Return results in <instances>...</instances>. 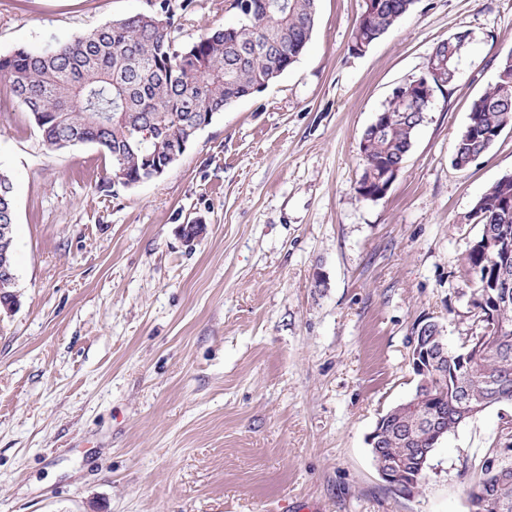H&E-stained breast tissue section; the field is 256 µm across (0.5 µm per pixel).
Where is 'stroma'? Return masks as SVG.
<instances>
[{
	"mask_svg": "<svg viewBox=\"0 0 512 512\" xmlns=\"http://www.w3.org/2000/svg\"><path fill=\"white\" fill-rule=\"evenodd\" d=\"M149 0H0V55L43 50ZM364 0H319L304 52L201 130L161 177L114 182L93 144L47 149L0 83L19 299L0 312V512H469L473 466L512 403L435 448L419 490L367 438L416 386L411 331L464 351L461 259L512 129L466 169L456 135L512 53V0H419L362 53ZM236 16L195 0L183 43ZM465 31L403 169L359 199V142L393 90ZM203 225L186 242L182 229Z\"/></svg>",
	"mask_w": 512,
	"mask_h": 512,
	"instance_id": "35a3bbf8",
	"label": "stroma"
}]
</instances>
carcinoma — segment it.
<instances>
[{
  "instance_id": "cac0c4a2",
  "label": "carcinoma",
  "mask_w": 512,
  "mask_h": 512,
  "mask_svg": "<svg viewBox=\"0 0 512 512\" xmlns=\"http://www.w3.org/2000/svg\"><path fill=\"white\" fill-rule=\"evenodd\" d=\"M235 24L217 27L182 45L176 33L192 13L194 0H154L146 13L115 20L44 50L20 47L0 55V81L9 100L24 108L43 145L62 150L96 144L112 158V176L130 182L153 178L150 160H164L172 148L190 144L234 102L260 91L303 53L313 33L318 0H229ZM417 0H365L352 47L365 48L414 11ZM469 43L457 32L440 42L428 64L443 90L456 78V65ZM430 100L392 95L381 114L385 125L367 128L360 140V199L382 198L388 174L403 163L424 120ZM150 126L145 141L136 122ZM512 127V54L498 64L497 80L473 101L469 120L454 142L453 164L465 168ZM481 225L476 240L512 235V174L502 176L477 201L472 213ZM14 223L0 222V264L15 267ZM463 277L479 295L493 280L508 284L512 264L500 269L482 252L467 249ZM15 285L0 279V310L16 304ZM478 332L470 336L468 358L435 351L437 375L415 387L414 398L385 420L380 448L372 452L380 470L402 467L406 481L424 480L420 453L469 420L467 405L512 403V302L493 320L473 313ZM501 446L487 449L475 465L470 512H512V457L494 467L502 448L512 450V426L499 431Z\"/></svg>"
}]
</instances>
